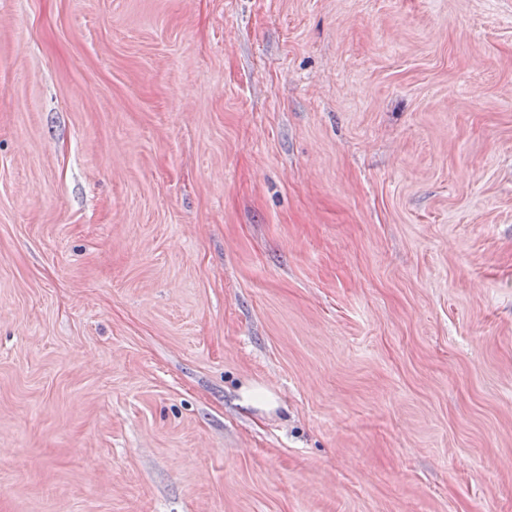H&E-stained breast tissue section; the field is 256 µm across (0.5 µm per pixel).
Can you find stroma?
<instances>
[{"label": "stroma", "instance_id": "1", "mask_svg": "<svg viewBox=\"0 0 512 512\" xmlns=\"http://www.w3.org/2000/svg\"><path fill=\"white\" fill-rule=\"evenodd\" d=\"M0 512H512V0H0Z\"/></svg>", "mask_w": 512, "mask_h": 512}]
</instances>
